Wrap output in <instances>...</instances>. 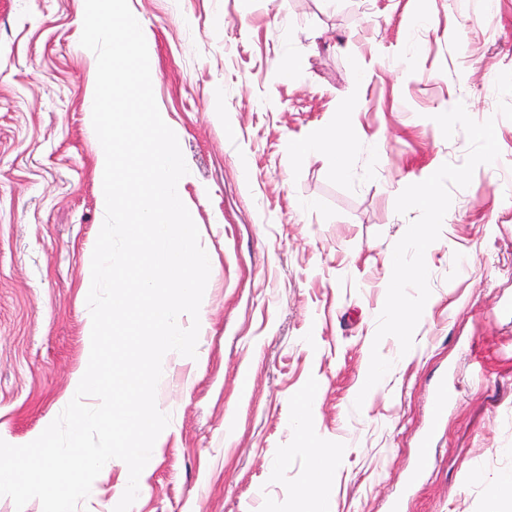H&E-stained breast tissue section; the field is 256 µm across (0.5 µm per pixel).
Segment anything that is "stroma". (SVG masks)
Returning a JSON list of instances; mask_svg holds the SVG:
<instances>
[{"mask_svg": "<svg viewBox=\"0 0 512 512\" xmlns=\"http://www.w3.org/2000/svg\"><path fill=\"white\" fill-rule=\"evenodd\" d=\"M154 96L189 172L215 265L196 358L163 359L159 435L130 512H314L307 451L335 452L325 512H512V0H128ZM84 0H0V439L23 445L61 413L89 360L85 287L104 214L85 121L93 52ZM464 104L495 118L498 161L452 188L425 262L431 296L404 364L367 393L392 251L417 211L403 189L462 164ZM324 133L347 168L291 157ZM447 391L429 424L437 387ZM316 405L304 425L296 403ZM434 457L419 471L417 448ZM113 460L78 512H113Z\"/></svg>", "mask_w": 512, "mask_h": 512, "instance_id": "obj_1", "label": "stroma"}]
</instances>
